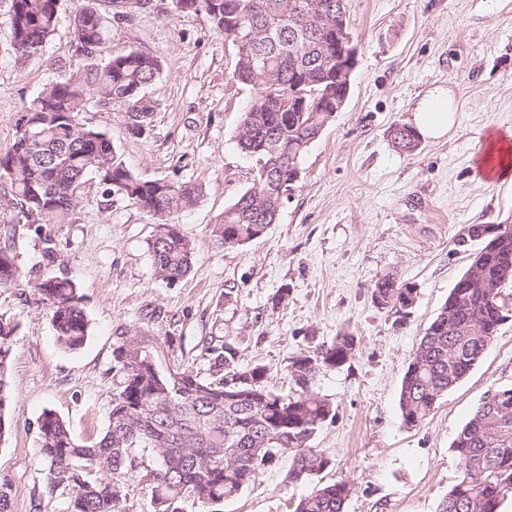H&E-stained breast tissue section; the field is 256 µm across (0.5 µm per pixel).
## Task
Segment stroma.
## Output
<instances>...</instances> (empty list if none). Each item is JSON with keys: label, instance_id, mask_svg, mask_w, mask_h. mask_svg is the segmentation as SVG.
Returning <instances> with one entry per match:
<instances>
[{"label": "stroma", "instance_id": "obj_1", "mask_svg": "<svg viewBox=\"0 0 512 512\" xmlns=\"http://www.w3.org/2000/svg\"><path fill=\"white\" fill-rule=\"evenodd\" d=\"M76 0H62L42 57L9 54L11 0H0V154L7 152L23 101L58 66L78 67L71 29ZM356 61L351 89L302 160L301 179L275 224L234 248L215 245L208 227L254 184L256 164L237 146L251 97L234 78L236 48L202 13H172L152 0L132 21L112 23L102 54L131 44L159 56L146 94L157 104L145 133H128L119 114L91 110L86 123L105 131L123 165L144 179L191 181L202 196L177 224L194 247L186 278L155 274L151 219L121 198H106L88 176L71 223L53 224L57 258L45 263L30 224H0V243L17 255L23 280L0 293V312L16 324L8 390L9 434L0 442V487L11 512H66L67 497L42 473L39 421L51 409L77 439L104 434L112 400V348L118 333L152 337L160 371L192 365L208 375L202 348L220 337L243 364L270 368L271 382L292 356L329 345L337 333L359 338L353 359L322 371L315 389L336 407L312 445L331 460L295 480L290 460L259 474L222 512H291L318 481L347 480L344 512H439L462 465L452 442L484 393L512 387V319L480 361L410 428L398 406L402 377L467 254L455 237L472 224L512 222V183L478 171L489 129L512 131V0H346ZM455 91L458 124L444 142L395 146L391 129L409 122L428 87ZM75 282L90 320L76 350L56 341L51 316L29 284L46 275ZM393 275L417 290L407 317L378 308L371 288Z\"/></svg>", "mask_w": 512, "mask_h": 512}]
</instances>
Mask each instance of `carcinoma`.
Wrapping results in <instances>:
<instances>
[{
    "instance_id": "obj_1",
    "label": "carcinoma",
    "mask_w": 512,
    "mask_h": 512,
    "mask_svg": "<svg viewBox=\"0 0 512 512\" xmlns=\"http://www.w3.org/2000/svg\"><path fill=\"white\" fill-rule=\"evenodd\" d=\"M116 0H85L73 15L76 45L104 40L109 19L130 16L109 11ZM214 29L236 47L234 77L251 87L252 97L237 130V146L247 156L270 164L256 170L254 185L210 225L214 243L224 249L244 245L275 223L278 201L294 191V166L323 130L336 96V63L324 45L325 31L336 21L340 0H190ZM61 0H12L10 25L14 60L42 55L55 31ZM161 71L158 57L137 44L100 61L64 69L36 96L23 102L11 148L0 154V224H68L89 175L99 178L107 196L116 193L154 224L149 249L157 277L175 281L190 272L193 246L174 217L198 203L201 187L164 179L143 180L119 160L108 134L79 116L91 108L121 115L127 130L140 135L152 125L156 103L146 89ZM304 92L305 112L289 106ZM418 136L405 124L394 128V142L411 152ZM512 252V234L484 255L488 287L451 288L448 299L425 329L401 381L403 423L422 424L438 401L481 359L500 326V309L512 311L503 295L512 269L501 254ZM22 277L16 256L0 248V290ZM410 287L386 274L371 291L381 309L400 312L397 302ZM37 301L50 312L56 341L75 350L86 341L89 320L83 295L67 278L48 275L32 283ZM16 325L0 314V441L9 428L11 366ZM144 340L125 332L112 350V407L103 436L77 440L69 424L51 410L39 424V451L51 490L68 495L67 512H131L127 477L144 471L142 490L154 512H182L192 501L221 512L224 500L237 496L259 473L288 457L290 477L321 473L330 465L311 447L317 431L335 420L336 407L314 390L325 369L349 362L357 337L338 334L328 346L302 350L286 367L296 390L282 393L268 383V369L239 366V350L210 339L209 376L192 366L161 372ZM504 396L482 399L458 432L452 448L462 473L448 491L441 512H499L512 496V387ZM350 484H320L299 499L294 512H344Z\"/></svg>"
}]
</instances>
